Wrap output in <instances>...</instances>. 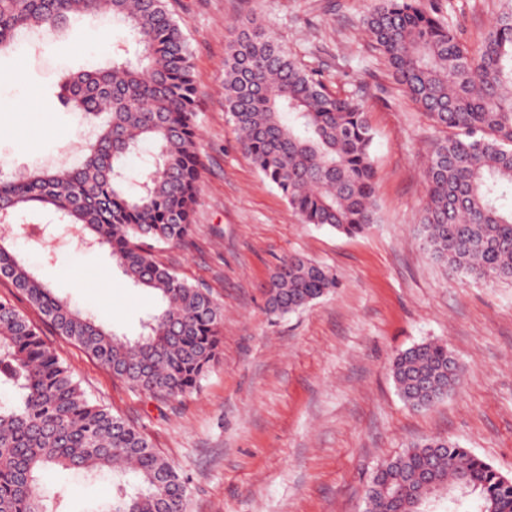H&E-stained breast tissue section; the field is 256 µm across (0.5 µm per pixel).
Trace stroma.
<instances>
[{
	"mask_svg": "<svg viewBox=\"0 0 512 512\" xmlns=\"http://www.w3.org/2000/svg\"><path fill=\"white\" fill-rule=\"evenodd\" d=\"M185 24L198 89L200 201L188 244L159 257L221 306L223 354L200 387L175 399L132 390L79 346L27 316L90 397L148 435L184 479L186 512H365L373 473L412 444L443 438L512 478V280L456 272L427 252L418 224L439 132L394 81L362 18L372 0H169ZM477 48L512 0H422ZM260 18L330 90L361 99L374 134L380 222L347 236L303 223L253 167L224 110V56L236 28ZM112 21L71 17L51 41L0 53V169L18 174L77 164L94 129L57 99L64 74L112 64ZM40 135L19 138L27 124ZM14 242L54 291L135 337L158 305L129 285L104 249L68 237ZM301 257L338 285L309 306L269 312L277 266ZM441 340L463 368L434 406L411 409L394 356ZM73 512H93L111 476L88 484L52 471Z\"/></svg>",
	"mask_w": 512,
	"mask_h": 512,
	"instance_id": "1",
	"label": "stroma"
}]
</instances>
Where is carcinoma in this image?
I'll return each mask as SVG.
<instances>
[{"mask_svg":"<svg viewBox=\"0 0 512 512\" xmlns=\"http://www.w3.org/2000/svg\"><path fill=\"white\" fill-rule=\"evenodd\" d=\"M74 15H108L136 45L112 68L59 87L61 105L103 117L82 161L54 172L0 175L4 224L43 210L80 246L109 252L160 306L135 339L117 336L89 310L54 293L0 236V277L56 332L136 391L159 398L199 388L216 360L222 312L204 291L159 261L158 244H184L199 204V109L191 54L168 0H0V47L22 33L64 27ZM363 26L397 83L443 133L425 173L421 234L435 260L484 280L512 279V12L471 50L417 0H376ZM224 105L253 166L306 224L346 235L379 222L373 133L363 105L328 89L252 18L224 57ZM144 179L126 160L143 149ZM336 287L329 268L299 257L280 264L269 311L285 315ZM391 372L407 403L427 408L460 383L445 342L396 354ZM0 512H73L66 488L47 499L42 474L112 473L97 512H185L187 487L135 426L82 391L36 327L0 300ZM479 493L480 512H512V480L446 439L414 444L373 476L367 512H420L433 491Z\"/></svg>","mask_w":512,"mask_h":512,"instance_id":"carcinoma-1","label":"carcinoma"}]
</instances>
